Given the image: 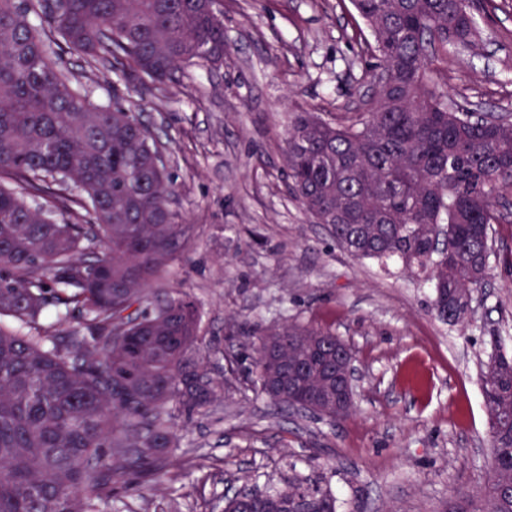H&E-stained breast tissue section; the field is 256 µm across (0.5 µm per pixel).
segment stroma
I'll use <instances>...</instances> for the list:
<instances>
[{
	"instance_id": "35a3bbf8",
	"label": "stroma",
	"mask_w": 512,
	"mask_h": 512,
	"mask_svg": "<svg viewBox=\"0 0 512 512\" xmlns=\"http://www.w3.org/2000/svg\"><path fill=\"white\" fill-rule=\"evenodd\" d=\"M224 65L164 85L58 53L91 102H119L150 126L173 179L171 207L195 245L163 277L201 315L209 367L242 351L235 327L331 330L359 370L356 411L332 422L274 407L246 381L186 427L165 474L118 487L122 512H222L245 488L301 476L346 512H453L487 479L482 364L512 352V197L493 227L486 288L464 324L439 320L424 274L337 246L288 192L284 138L295 113L364 111L372 38L351 0H218ZM480 39L435 55L428 75L458 102L512 114V0H480Z\"/></svg>"
}]
</instances>
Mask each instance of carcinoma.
Masks as SVG:
<instances>
[{
	"label": "carcinoma",
	"mask_w": 512,
	"mask_h": 512,
	"mask_svg": "<svg viewBox=\"0 0 512 512\" xmlns=\"http://www.w3.org/2000/svg\"><path fill=\"white\" fill-rule=\"evenodd\" d=\"M368 23L375 67L370 108L330 122L301 112L285 138L288 188L336 244L359 259H401L430 272L432 308L464 322L486 286L500 192L512 187V122L487 125L426 77L430 54L478 36L471 0H352ZM51 32L31 24L36 10ZM111 61L162 83L184 65H224L213 0H0V512H104L112 483L180 447L172 412L198 415L232 386L204 359L195 303L149 294L187 246L170 209L149 129L119 105L72 89L57 48ZM70 182L94 224H60L29 199ZM50 307L76 314L48 333ZM253 382L277 406L323 419L335 369L302 374L336 345L329 330L272 325L245 336ZM280 345L292 393L266 379ZM480 384L491 460L477 512H512V355L496 350ZM343 512L329 488L302 479L224 499V512Z\"/></svg>",
	"instance_id": "cac0c4a2"
}]
</instances>
